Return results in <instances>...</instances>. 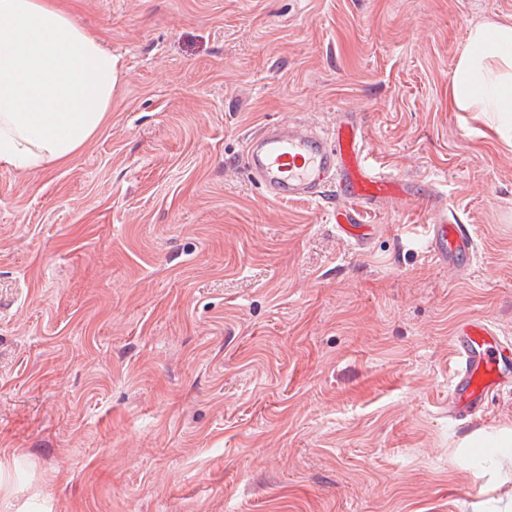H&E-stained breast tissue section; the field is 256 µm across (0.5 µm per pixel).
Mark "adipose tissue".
I'll return each mask as SVG.
<instances>
[{
    "mask_svg": "<svg viewBox=\"0 0 512 512\" xmlns=\"http://www.w3.org/2000/svg\"><path fill=\"white\" fill-rule=\"evenodd\" d=\"M117 67L58 0H0V169L36 171L79 152L112 107ZM448 106L512 138V20L469 26Z\"/></svg>",
    "mask_w": 512,
    "mask_h": 512,
    "instance_id": "ef3b65f1",
    "label": "adipose tissue"
}]
</instances>
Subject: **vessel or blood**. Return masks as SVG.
<instances>
[{"label": "vessel or blood", "instance_id": "b4317fda", "mask_svg": "<svg viewBox=\"0 0 512 512\" xmlns=\"http://www.w3.org/2000/svg\"><path fill=\"white\" fill-rule=\"evenodd\" d=\"M243 160L265 196L275 202L309 200L335 189L333 221L342 235L358 244L371 233L364 222L368 206L414 193L408 180L370 161L365 127L349 112L339 114L326 133L302 123L263 125L247 137ZM432 210L426 227L429 254L450 273L469 272L476 260L471 230L449 223L442 197H435ZM510 349L512 340L499 336L487 319L475 318L459 327L448 386L450 411L464 416L484 407L488 396L512 377V360L506 355Z\"/></svg>", "mask_w": 512, "mask_h": 512}]
</instances>
